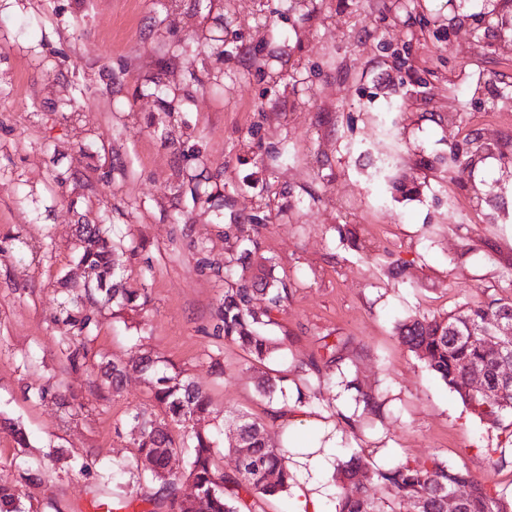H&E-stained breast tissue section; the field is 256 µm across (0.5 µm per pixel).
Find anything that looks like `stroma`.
I'll use <instances>...</instances> for the list:
<instances>
[{"instance_id": "35a3bbf8", "label": "stroma", "mask_w": 512, "mask_h": 512, "mask_svg": "<svg viewBox=\"0 0 512 512\" xmlns=\"http://www.w3.org/2000/svg\"><path fill=\"white\" fill-rule=\"evenodd\" d=\"M208 2L26 0L0 14V415L29 439L18 450L0 426V482L54 448L88 455V471L44 478L29 492L54 512H94L101 466L132 457L127 431L115 426L147 404L143 379L130 374L120 392L98 398L60 358L70 328L56 319L55 289L61 275L84 278L73 261L82 217L113 225L122 272L149 294L137 312L98 310L94 360H125L142 346L197 382L215 412L265 416L261 369L217 338L216 310L224 226L247 223L272 193L279 210L261 233L262 251L292 290L279 318L290 336L282 369L305 363L320 337L336 338L382 404L348 428L339 414L350 394L336 383L301 411L291 435L272 430L276 446L331 442L322 512H335L334 461L354 448L375 466L436 456L511 494L512 463L496 467L488 451L512 446V417L491 426L473 416L396 327L512 295V176L496 159L476 170L479 202L465 181L434 167L449 141L476 134L512 154V97L477 96L469 81L512 83V54L473 44L463 29L439 31L446 0H420L409 18L381 0H317L306 21L284 0H236L224 16V84L215 88L205 57L183 51L165 21L173 11L183 25L202 26ZM296 72L304 85L289 81ZM192 74L203 88L189 87ZM175 82L188 93L180 112L142 111L144 95ZM72 95L73 114L62 104ZM280 143L288 157L264 168L267 147ZM384 162L420 184V195L402 198L378 178ZM74 169L79 180L54 182ZM218 183L223 207L193 202L190 188ZM343 227L353 240L340 239ZM20 236L39 246V258L21 257ZM396 261L407 280L386 273ZM39 386L74 392L79 415L65 421L54 405L28 399L26 388Z\"/></svg>"}]
</instances>
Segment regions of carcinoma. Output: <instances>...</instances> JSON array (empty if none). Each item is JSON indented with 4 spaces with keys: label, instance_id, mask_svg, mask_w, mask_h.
Listing matches in <instances>:
<instances>
[{
    "label": "carcinoma",
    "instance_id": "1",
    "mask_svg": "<svg viewBox=\"0 0 512 512\" xmlns=\"http://www.w3.org/2000/svg\"><path fill=\"white\" fill-rule=\"evenodd\" d=\"M491 151L488 144L475 136L460 145L449 147L448 156L440 159L444 171L462 178L474 161ZM267 215L253 214L252 224L224 225V239L234 241L233 249L224 257V298L219 306L224 344L238 347L259 363L276 360L288 336H273L277 317L288 308L291 289L288 277L274 275L270 258L260 253L261 230L266 228ZM75 260L86 277L75 282L65 276L56 289L58 319L71 327L72 335L61 343L62 361L73 372L88 370L89 345L96 338L99 321L95 316L98 303H113L123 309L137 310L148 303L145 291L125 285L116 263L118 243L101 224L76 225ZM263 294L265 304L256 307L255 295ZM512 311V297L492 298L443 316H412L397 326L401 344L429 371L456 392L463 404L480 420L497 425L512 414V386L482 395L469 387L474 366L482 367L495 379L501 362L487 357L484 350V320L490 313ZM344 357L336 341L322 337L319 353L310 357L306 367L315 373V380L290 378L276 369L267 373L258 384L260 394L268 399V418L275 420L307 407L317 388L333 383V370H342ZM144 377L149 389V405L130 411L123 425L130 427L135 448L134 463L120 469L125 484L149 487L150 494L130 497L119 487H112L113 474H108L95 502L118 512L145 505L142 512H253L260 497H275L290 486L293 474L288 465V449L269 443V424L245 413L232 414L234 429L230 431L228 450L235 455V469L224 471L220 465L217 443L205 428L213 414L210 396L192 379L173 372L160 357L142 354L131 363L102 362L96 373L87 378L88 390L103 397L120 389L129 372ZM291 387L294 400L275 399L276 392ZM356 391L355 408L341 419L350 427L361 418L375 415L381 404L375 393L362 387L358 379L346 382ZM39 402L53 403L63 417L78 414L82 406L70 401L61 391L40 387L33 393ZM162 415H157L155 409ZM184 459V468H170L174 456ZM67 469L84 470L88 464L78 463L75 455L55 448L37 464V471L58 472L59 464ZM337 486L336 512H400L411 505L415 512H446L448 490L457 484L469 488V496L460 512H512V500L469 472L449 465L438 457L400 459L369 471L368 463L354 453L341 459L335 467ZM30 474L21 473L13 483L0 482V512H40L29 505L23 508L22 488ZM192 484L197 496L184 498V483Z\"/></svg>",
    "mask_w": 512,
    "mask_h": 512
}]
</instances>
